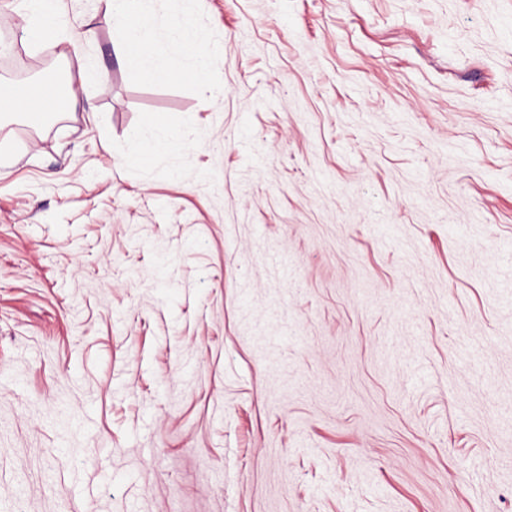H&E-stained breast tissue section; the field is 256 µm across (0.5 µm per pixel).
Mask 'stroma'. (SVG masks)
<instances>
[{
  "instance_id": "35a3bbf8",
  "label": "stroma",
  "mask_w": 512,
  "mask_h": 512,
  "mask_svg": "<svg viewBox=\"0 0 512 512\" xmlns=\"http://www.w3.org/2000/svg\"><path fill=\"white\" fill-rule=\"evenodd\" d=\"M58 10L0 0L77 89L0 126V512H512V0H156L161 82ZM54 0L30 1L31 16L24 28L25 38L32 43L59 42L62 29L59 28L57 6ZM199 36L196 35L185 18H176L170 27L171 43L181 49L190 52L194 59L195 67L200 73V77L204 81H210L209 72V49H202L201 43L198 41Z\"/></svg>"
}]
</instances>
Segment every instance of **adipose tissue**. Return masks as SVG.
<instances>
[{
  "instance_id": "obj_1",
  "label": "adipose tissue",
  "mask_w": 512,
  "mask_h": 512,
  "mask_svg": "<svg viewBox=\"0 0 512 512\" xmlns=\"http://www.w3.org/2000/svg\"><path fill=\"white\" fill-rule=\"evenodd\" d=\"M154 0H105L103 19L121 31L120 55L123 62L154 79L164 80L168 68L151 57L153 29L150 24ZM31 16L24 29L26 39L33 43L67 41L72 54H79L92 30L78 31L75 35L63 36L59 26L55 0H31Z\"/></svg>"
}]
</instances>
